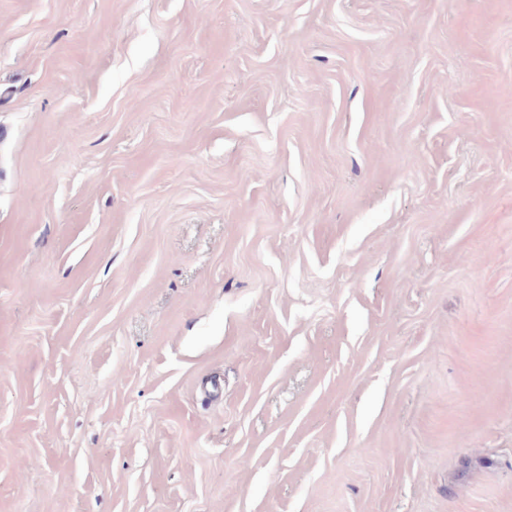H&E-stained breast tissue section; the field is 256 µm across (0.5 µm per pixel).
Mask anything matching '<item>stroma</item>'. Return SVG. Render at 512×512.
I'll use <instances>...</instances> for the list:
<instances>
[{
  "label": "stroma",
  "instance_id": "obj_1",
  "mask_svg": "<svg viewBox=\"0 0 512 512\" xmlns=\"http://www.w3.org/2000/svg\"><path fill=\"white\" fill-rule=\"evenodd\" d=\"M0 512H512V0H0Z\"/></svg>",
  "mask_w": 512,
  "mask_h": 512
}]
</instances>
